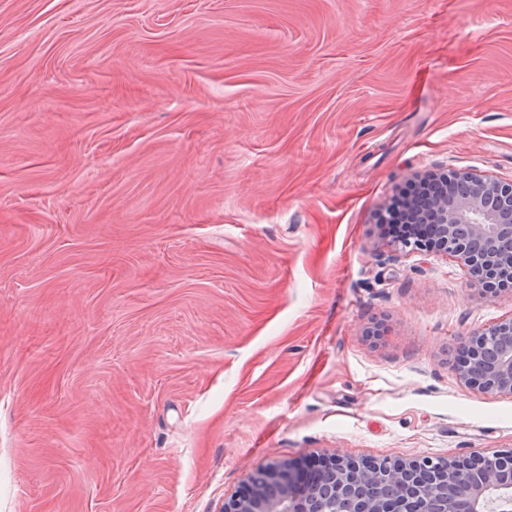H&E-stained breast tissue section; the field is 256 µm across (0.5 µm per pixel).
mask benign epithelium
<instances>
[{
	"mask_svg": "<svg viewBox=\"0 0 512 512\" xmlns=\"http://www.w3.org/2000/svg\"><path fill=\"white\" fill-rule=\"evenodd\" d=\"M406 218L425 233L387 239L393 251L450 257L485 297L512 288V181L450 169L436 195L410 203ZM455 372L471 388L511 395L512 318L470 333ZM224 512H512V450L408 461L334 453L312 473L267 463Z\"/></svg>",
	"mask_w": 512,
	"mask_h": 512,
	"instance_id": "1",
	"label": "benign epithelium"
}]
</instances>
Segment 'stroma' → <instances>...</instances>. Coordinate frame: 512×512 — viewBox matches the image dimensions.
<instances>
[{"label": "stroma", "instance_id": "stroma-1", "mask_svg": "<svg viewBox=\"0 0 512 512\" xmlns=\"http://www.w3.org/2000/svg\"><path fill=\"white\" fill-rule=\"evenodd\" d=\"M452 168L512 180V0H0V512L512 450V292L377 230ZM455 372L466 386L484 393L512 394V318L469 334Z\"/></svg>", "mask_w": 512, "mask_h": 512}]
</instances>
